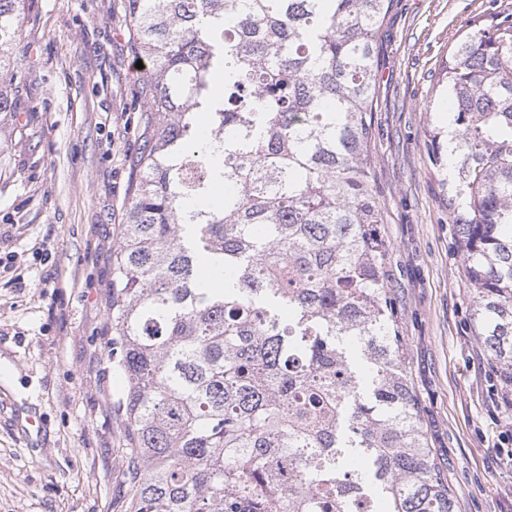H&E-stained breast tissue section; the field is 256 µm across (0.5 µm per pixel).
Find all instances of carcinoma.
<instances>
[{
	"label": "carcinoma",
	"instance_id": "cac0c4a2",
	"mask_svg": "<svg viewBox=\"0 0 512 512\" xmlns=\"http://www.w3.org/2000/svg\"><path fill=\"white\" fill-rule=\"evenodd\" d=\"M152 139L112 258L124 512H456L406 370L369 144L394 0H127ZM0 0V122L28 112ZM223 67L224 95L211 92ZM427 111L481 345L512 388V13ZM224 203L204 204L218 185ZM369 369L359 382L349 345Z\"/></svg>",
	"mask_w": 512,
	"mask_h": 512
}]
</instances>
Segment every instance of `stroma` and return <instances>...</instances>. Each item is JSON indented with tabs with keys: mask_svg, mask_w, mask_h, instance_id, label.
Returning <instances> with one entry per match:
<instances>
[{
	"mask_svg": "<svg viewBox=\"0 0 512 512\" xmlns=\"http://www.w3.org/2000/svg\"><path fill=\"white\" fill-rule=\"evenodd\" d=\"M125 3L25 0L18 93L33 109L0 126V512H123L129 493L112 407L126 381L105 343L112 253L150 128ZM490 9L512 13V0H397L370 142L407 369L458 512H512V471L494 461L501 384L472 322L425 107L449 47Z\"/></svg>",
	"mask_w": 512,
	"mask_h": 512,
	"instance_id": "1",
	"label": "stroma"
}]
</instances>
